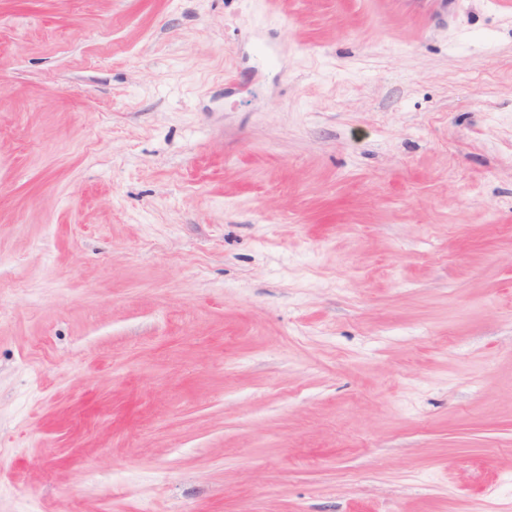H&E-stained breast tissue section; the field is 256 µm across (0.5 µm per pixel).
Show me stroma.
<instances>
[{
	"label": "stroma",
	"mask_w": 512,
	"mask_h": 512,
	"mask_svg": "<svg viewBox=\"0 0 512 512\" xmlns=\"http://www.w3.org/2000/svg\"><path fill=\"white\" fill-rule=\"evenodd\" d=\"M0 512H512V0H0Z\"/></svg>",
	"instance_id": "stroma-1"
}]
</instances>
